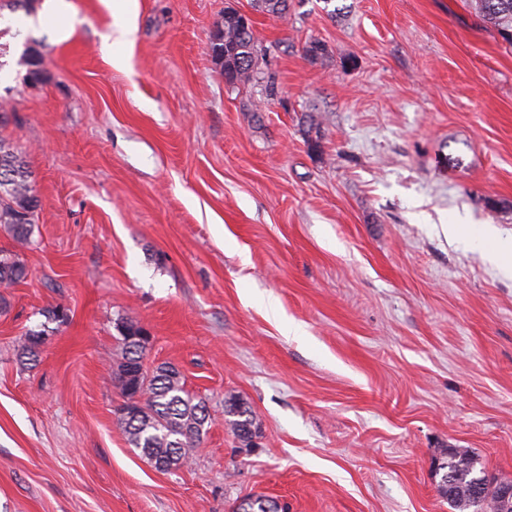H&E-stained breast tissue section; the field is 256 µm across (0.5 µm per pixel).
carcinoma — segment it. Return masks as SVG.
I'll return each mask as SVG.
<instances>
[{
  "label": "carcinoma",
  "instance_id": "carcinoma-1",
  "mask_svg": "<svg viewBox=\"0 0 512 512\" xmlns=\"http://www.w3.org/2000/svg\"><path fill=\"white\" fill-rule=\"evenodd\" d=\"M255 7L275 18L288 14V0H255ZM475 10L482 22L496 30L512 45V0H475ZM214 59L224 71L230 85L251 81L257 74L262 47L252 25L243 15L224 11L214 29L211 41ZM39 201L31 173L20 154L0 138V225L7 226L13 237L26 241L38 220ZM25 267L10 254L0 255V287L23 280ZM45 340L42 331L30 330L21 339V355L35 360ZM144 358V350L122 340V356L116 363L115 383L120 395L126 394L122 372L126 363ZM142 402L132 416L120 415L119 421L130 446L141 451L148 460L169 458L176 467L189 465L207 432L211 415L206 400L187 391L180 373L173 367L160 365L146 369L138 380ZM227 426L245 444L253 437L254 418L251 409L234 397L224 399ZM442 469L447 480L439 490L457 512H503L497 486L487 484L488 475L478 467V459L460 452L445 454ZM276 500L265 496L247 498L235 512H268Z\"/></svg>",
  "mask_w": 512,
  "mask_h": 512
}]
</instances>
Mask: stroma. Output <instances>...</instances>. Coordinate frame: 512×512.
Returning <instances> with one entry per match:
<instances>
[{"mask_svg":"<svg viewBox=\"0 0 512 512\" xmlns=\"http://www.w3.org/2000/svg\"><path fill=\"white\" fill-rule=\"evenodd\" d=\"M70 2L67 40L22 11L0 39V138L40 201L29 241L0 227L27 270L0 287V512H232L255 494L453 512L447 448L512 480V278L442 230L460 214L512 235V46L472 0H289L284 19L254 0ZM228 6L265 50L245 84L210 50ZM121 23L119 68L100 46ZM126 322L150 333L147 368L208 402L188 467L158 471L126 439ZM229 395L253 411L250 445ZM224 416L227 426L243 442L249 445L253 437L254 418L251 409L235 397L224 399Z\"/></svg>","mask_w":512,"mask_h":512,"instance_id":"35a3bbf8","label":"stroma"}]
</instances>
